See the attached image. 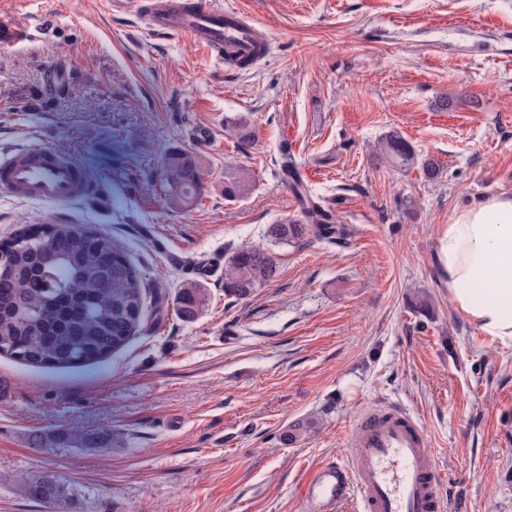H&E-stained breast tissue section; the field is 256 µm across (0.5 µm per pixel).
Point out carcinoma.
I'll list each match as a JSON object with an SVG mask.
<instances>
[{"instance_id":"cac0c4a2","label":"carcinoma","mask_w":512,"mask_h":512,"mask_svg":"<svg viewBox=\"0 0 512 512\" xmlns=\"http://www.w3.org/2000/svg\"><path fill=\"white\" fill-rule=\"evenodd\" d=\"M241 147L254 138L241 116L226 123ZM378 150L400 167L417 162L413 147L391 132ZM161 178L172 208L185 215L197 206L202 190L195 156L178 151L161 163ZM252 177L244 168L224 172V199L244 198ZM22 227L0 246V356L46 369H70L100 363L123 348L142 324L146 300L140 273L112 240L78 224L49 223L32 234L25 246L17 238ZM346 228L305 196L302 218L269 227L279 243L315 238L339 244ZM274 253L243 245L224 262V295L247 299L277 276ZM208 305V294L196 280L184 282L175 309L186 322L196 320ZM27 494L48 506L65 500L68 488L45 472L26 484Z\"/></svg>"}]
</instances>
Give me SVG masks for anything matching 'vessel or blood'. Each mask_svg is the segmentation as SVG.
<instances>
[{
    "mask_svg": "<svg viewBox=\"0 0 512 512\" xmlns=\"http://www.w3.org/2000/svg\"><path fill=\"white\" fill-rule=\"evenodd\" d=\"M146 31L184 36L228 68L257 63L270 52L255 21L223 0H139ZM101 186L68 153L14 146L0 152V195L68 204L102 194ZM349 457L315 467L302 488L304 512H445L439 463L416 417L373 405L349 442Z\"/></svg>",
    "mask_w": 512,
    "mask_h": 512,
    "instance_id": "vessel-or-blood-1",
    "label": "vessel or blood"
}]
</instances>
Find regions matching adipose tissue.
<instances>
[{
    "label": "adipose tissue",
    "instance_id": "obj_1",
    "mask_svg": "<svg viewBox=\"0 0 512 512\" xmlns=\"http://www.w3.org/2000/svg\"><path fill=\"white\" fill-rule=\"evenodd\" d=\"M454 307L484 333L512 342V195L454 212L438 239Z\"/></svg>",
    "mask_w": 512,
    "mask_h": 512
}]
</instances>
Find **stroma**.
<instances>
[{
  "label": "stroma",
  "instance_id": "stroma-1",
  "mask_svg": "<svg viewBox=\"0 0 512 512\" xmlns=\"http://www.w3.org/2000/svg\"><path fill=\"white\" fill-rule=\"evenodd\" d=\"M230 2L272 45L233 72L188 38L143 33L136 0L122 13L0 0V27L24 37L0 42V147L66 151L112 187L106 210L0 196V243L23 224L87 225L127 253L147 302L100 368L0 358V512H44L24 486L45 470L72 490L62 512H302L306 475L348 454L375 403L426 431L446 512H512V345L453 307L437 253L454 210L512 194V0ZM56 61L69 82L46 96ZM239 116L255 134L246 148L224 128ZM391 132L438 164L436 180L378 156ZM179 150L203 186L187 215L158 176ZM285 151L351 229L345 244L268 236L301 215ZM235 167L253 188L228 202ZM243 244L274 252L279 271L236 300L224 262ZM196 277L209 305L186 322L174 299ZM310 417L316 428L288 442ZM74 430L95 443H70Z\"/></svg>",
  "mask_w": 512,
  "mask_h": 512
}]
</instances>
